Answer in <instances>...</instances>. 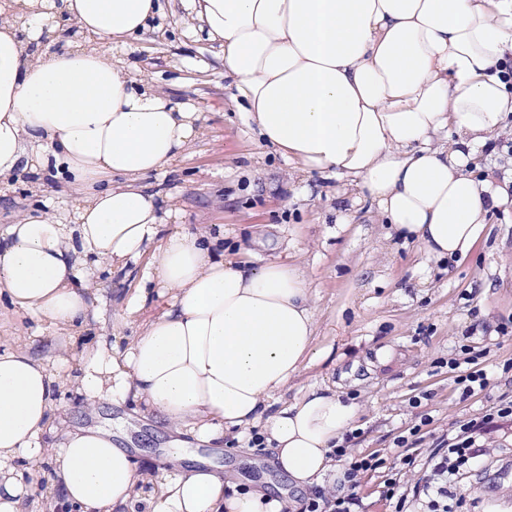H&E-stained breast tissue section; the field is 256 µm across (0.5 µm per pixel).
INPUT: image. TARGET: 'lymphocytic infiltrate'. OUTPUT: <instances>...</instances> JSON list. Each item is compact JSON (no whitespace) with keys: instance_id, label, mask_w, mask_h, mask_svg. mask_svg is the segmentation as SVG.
Listing matches in <instances>:
<instances>
[{"instance_id":"f902f5d3","label":"lymphocytic infiltrate","mask_w":512,"mask_h":512,"mask_svg":"<svg viewBox=\"0 0 512 512\" xmlns=\"http://www.w3.org/2000/svg\"><path fill=\"white\" fill-rule=\"evenodd\" d=\"M512 422V400H503L491 413L469 420L460 425L455 434L441 440L427 462H420L412 440L400 437L397 445L401 462L408 471L424 468L425 473L414 488H407L397 473L386 470L385 462L375 454L353 452L347 444L335 448L336 457L344 463V476L350 486L349 492L331 498H310L305 512H353L357 504L354 493L363 475L379 472L383 475L382 493L393 501L395 512H409L410 501L421 498L425 501V512H455L452 504V482L472 469L485 450L478 443L480 436L497 424Z\"/></svg>"}]
</instances>
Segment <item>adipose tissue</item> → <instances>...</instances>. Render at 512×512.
Here are the masks:
<instances>
[{
	"label": "adipose tissue",
	"mask_w": 512,
	"mask_h": 512,
	"mask_svg": "<svg viewBox=\"0 0 512 512\" xmlns=\"http://www.w3.org/2000/svg\"><path fill=\"white\" fill-rule=\"evenodd\" d=\"M49 0H0V187L28 170L77 196L74 224L32 207L0 230V303L60 330L88 317L90 272L142 264L126 316L151 293L167 307L127 343L85 347L78 369L0 344V512H26L31 470L62 479L55 512H286L207 465L146 482L112 430L62 429L59 395L133 403L207 445L261 436L297 487L331 492L333 454L355 404L312 383L279 396L314 361L316 320L301 267L253 269L202 233H164L169 214L145 183L199 134L192 107L154 91L131 47L158 0H59L63 26L93 37L33 51ZM192 24L223 49L224 77L260 138L305 174L347 180L351 207L430 257L466 256L488 216L512 208V179L472 167L512 115V0H185Z\"/></svg>",
	"instance_id": "ef3b65f1"
}]
</instances>
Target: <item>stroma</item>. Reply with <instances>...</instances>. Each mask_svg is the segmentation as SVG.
<instances>
[{"mask_svg": "<svg viewBox=\"0 0 512 512\" xmlns=\"http://www.w3.org/2000/svg\"><path fill=\"white\" fill-rule=\"evenodd\" d=\"M161 6L157 30L133 48L116 46L112 53L135 60L151 85L202 115L199 139L157 178L172 196L167 231L204 230L223 239L225 254L247 259L254 268L274 258L303 267L314 298L316 347L329 355L292 381L285 399L314 382L336 386L360 407L353 424L356 450L384 457L405 483L414 484L419 475L403 470L399 436L420 426L417 451L429 456L462 421L512 396V331H500L512 321V209L493 212L488 240L453 266L403 241L369 210L337 223L342 181L314 175L308 179L311 194L288 190L287 162L257 141L232 97L221 47L205 32L191 30L181 0H161ZM33 183L22 171L12 189L0 193L1 227L37 197L61 220L69 219L71 199L61 184L44 177L35 194ZM140 272L137 265L116 273L97 270L96 297L80 336L54 335L47 324L5 307L0 339L31 336L39 352L56 348L76 359L84 344L133 335L163 307L155 302L135 323L118 325ZM465 347L478 353V365L492 377L490 387L470 397L462 395L448 369L449 359ZM424 417L430 420L425 427ZM57 418L67 425L125 421L144 450L143 473L170 468L164 423L134 412L132 405L94 410L70 390ZM480 443L487 453L457 480L454 497L462 501V512H512V423L492 429ZM204 454L216 471L236 463L249 479L270 470L273 457L264 448H208Z\"/></svg>", "mask_w": 512, "mask_h": 512, "instance_id": "1", "label": "stroma"}]
</instances>
